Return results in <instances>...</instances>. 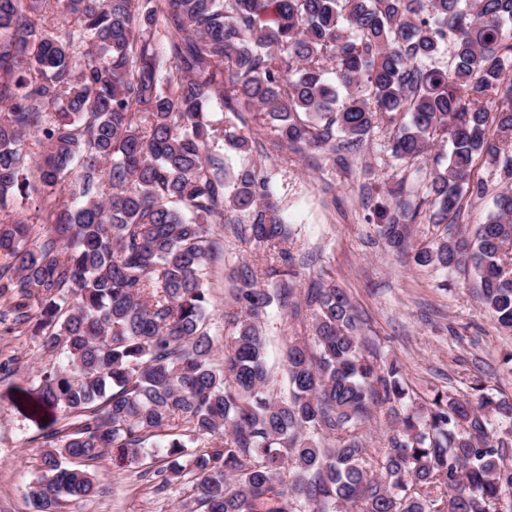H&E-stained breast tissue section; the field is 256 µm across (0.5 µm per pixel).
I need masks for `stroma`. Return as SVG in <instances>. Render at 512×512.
I'll return each instance as SVG.
<instances>
[{"instance_id": "35a3bbf8", "label": "stroma", "mask_w": 512, "mask_h": 512, "mask_svg": "<svg viewBox=\"0 0 512 512\" xmlns=\"http://www.w3.org/2000/svg\"><path fill=\"white\" fill-rule=\"evenodd\" d=\"M383 144V134H374L345 167L295 153L284 161L252 154V161L271 172L270 189L281 199L294 234L299 287L329 273L355 301L366 346L378 359L397 360L417 393L467 395L477 379L490 392L512 397V366L503 362L512 335L482 309L472 268L446 273L416 266L410 254L387 244L378 225L367 222L372 202L362 187L392 184L399 170ZM473 176L486 182L487 191L464 197L453 226L469 236L492 213L499 187L497 172L484 163H477ZM213 232L223 238L211 278L210 325L219 333L223 313L236 306L231 273L263 248L240 243L218 224ZM264 330L265 362L273 377L269 392L279 398L287 392L288 344L306 329L290 308L275 304L267 310ZM50 361L42 337L0 324V512H36L28 486L39 475L44 438L70 421L39 392V377ZM167 465L165 449L150 442L133 461L109 452L93 469L95 493L68 501L65 512H186L189 494L182 481L160 488L148 476Z\"/></svg>"}]
</instances>
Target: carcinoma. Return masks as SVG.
Returning <instances> with one entry per match:
<instances>
[{"label":"carcinoma","instance_id":"1","mask_svg":"<svg viewBox=\"0 0 512 512\" xmlns=\"http://www.w3.org/2000/svg\"><path fill=\"white\" fill-rule=\"evenodd\" d=\"M452 48L451 64L434 65ZM512 0H0V321L30 325L66 363L40 377L72 421L28 487L37 512L95 492L89 463L134 459L155 437L163 484L189 479L190 512H502L512 445L492 419L512 399L414 395L360 336L350 296L306 288L310 336L286 355L288 397L268 395L263 318L295 294L290 232L270 173L225 157L269 149L348 164L385 134L402 176L373 209L387 243L422 267H472L480 301L512 332ZM503 99L500 108L490 99ZM218 101L230 118L214 119ZM38 138L29 160L26 139ZM499 172L475 238L415 247L412 225L452 224L477 161ZM46 193L48 235L22 203ZM265 257L231 274L224 363L209 328L211 225ZM276 283L275 290L260 287ZM41 305L32 319V302ZM395 427L368 467L372 407Z\"/></svg>","mask_w":512,"mask_h":512}]
</instances>
